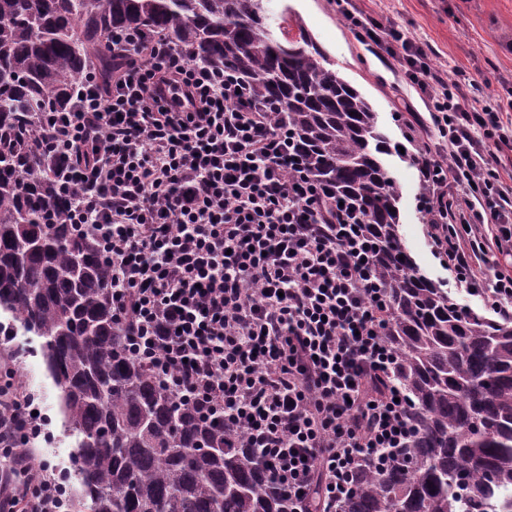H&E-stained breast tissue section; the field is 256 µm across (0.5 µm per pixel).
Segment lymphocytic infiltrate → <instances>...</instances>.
Listing matches in <instances>:
<instances>
[{
	"mask_svg": "<svg viewBox=\"0 0 512 512\" xmlns=\"http://www.w3.org/2000/svg\"><path fill=\"white\" fill-rule=\"evenodd\" d=\"M411 86L430 90L444 149H425L423 205L441 263L486 310L512 320V114L477 106L436 73L411 31L356 18ZM110 83L81 81L33 141L65 223L91 233L115 283L130 348L177 399L262 449L298 512H336L363 461L404 447L407 400L371 392L390 374L386 296L373 241L304 172L290 128L231 72L165 38L119 30ZM24 389L0 390V512H63L55 478L30 463L41 433Z\"/></svg>",
	"mask_w": 512,
	"mask_h": 512,
	"instance_id": "f902f5d3",
	"label": "lymphocytic infiltrate"
}]
</instances>
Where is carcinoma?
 <instances>
[{
  "label": "carcinoma",
  "mask_w": 512,
  "mask_h": 512,
  "mask_svg": "<svg viewBox=\"0 0 512 512\" xmlns=\"http://www.w3.org/2000/svg\"><path fill=\"white\" fill-rule=\"evenodd\" d=\"M262 0H0V311L43 338L64 428L76 436L77 512H294L260 448L208 421L130 352L97 241L51 220L28 138L38 113L70 106L81 79L112 77L117 29L159 33L276 103L311 180L368 225L388 295L387 384L410 397L408 446L368 463L338 512H512V323L459 309L420 273L399 234L390 143L369 101L300 22Z\"/></svg>",
  "instance_id": "cac0c4a2"
}]
</instances>
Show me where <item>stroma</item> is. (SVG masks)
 Listing matches in <instances>:
<instances>
[{"instance_id":"obj_1","label":"stroma","mask_w":512,"mask_h":512,"mask_svg":"<svg viewBox=\"0 0 512 512\" xmlns=\"http://www.w3.org/2000/svg\"><path fill=\"white\" fill-rule=\"evenodd\" d=\"M263 4L272 24H279L287 12L299 17L333 69L371 103L391 142L404 141L410 133L416 141L437 146L438 134L408 125L411 112L426 110L423 94L407 84L396 61L384 60L360 42L355 28L338 12L336 0H263ZM354 5L359 16L413 32L442 77L460 71L475 78L480 86L476 96L482 103L494 107L512 101V0H355ZM385 164L402 187L400 234L421 273L447 290L460 309L485 314L481 298L457 287L434 253L419 204L417 165L396 152L386 156ZM0 325L12 328L17 352L10 372L0 375V384L31 392L42 419L31 462L45 466L51 475H65L76 439L63 431L59 392L47 373L41 340L8 314H0Z\"/></svg>"}]
</instances>
